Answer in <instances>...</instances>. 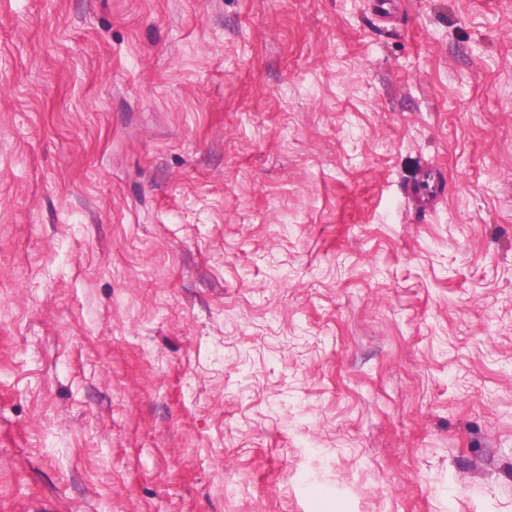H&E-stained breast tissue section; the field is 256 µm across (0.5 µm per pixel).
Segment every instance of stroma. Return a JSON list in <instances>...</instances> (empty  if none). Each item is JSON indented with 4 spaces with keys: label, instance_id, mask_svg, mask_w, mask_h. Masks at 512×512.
<instances>
[{
    "label": "stroma",
    "instance_id": "obj_1",
    "mask_svg": "<svg viewBox=\"0 0 512 512\" xmlns=\"http://www.w3.org/2000/svg\"><path fill=\"white\" fill-rule=\"evenodd\" d=\"M0 512H512V0H0ZM442 195L443 178L434 168H426L408 191L413 206L424 211L433 209Z\"/></svg>",
    "mask_w": 512,
    "mask_h": 512
}]
</instances>
